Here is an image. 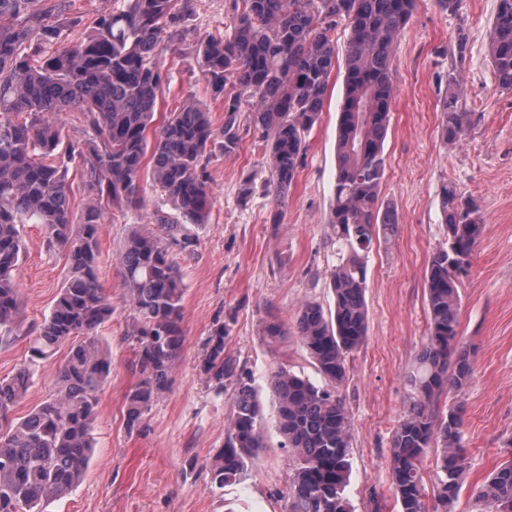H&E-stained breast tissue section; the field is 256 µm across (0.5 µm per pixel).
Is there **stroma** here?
I'll return each instance as SVG.
<instances>
[{
    "mask_svg": "<svg viewBox=\"0 0 512 512\" xmlns=\"http://www.w3.org/2000/svg\"><path fill=\"white\" fill-rule=\"evenodd\" d=\"M123 5L124 0H75L57 20L65 44H83L96 17ZM496 10L497 0H462L455 12L441 10L437 0H417L394 45L397 92L380 197L393 205L397 231L369 256L368 335L349 355L337 389L352 422L346 488L352 512H369L373 493H391L392 436L410 405L408 375L427 336L425 273L446 237L440 192L447 183L476 202L483 220L460 285L459 338L471 351L474 375L462 394L466 479L456 512H479L474 487L512 439V90L498 87L488 56ZM235 22L229 0H197L194 12L179 23L178 40L159 58L167 76L159 111L178 110L194 98L207 108L213 126L223 124L224 101L213 97L202 75L199 46L208 37L230 35ZM462 31L468 41L460 58L455 45ZM348 37L342 25L333 33L338 64L306 138L305 162L288 191L283 223H271L273 197L263 188L269 176L266 142L248 136L235 154L214 149L207 166L212 207L206 223L194 230L195 255L178 260L183 350L168 389L152 402L143 428L134 431L126 427L125 404L139 374L135 351L124 337L131 311L122 300L117 255L135 226L152 221L159 195L151 181L143 183L142 209L115 210L106 217L99 283L113 311L98 336L111 353V374L98 396L87 473L46 512H287L294 467L281 446L268 375L281 364L316 385L325 383L294 326L303 303L329 309L334 302L329 282L336 241L329 216ZM454 67L463 75L459 104L469 125L460 140L450 142L442 130L441 101ZM249 177L254 191L246 198L240 187ZM23 237L26 252L18 270L23 328L33 331L48 315L67 267L41 225H24ZM273 318L289 330L275 343L262 335ZM219 326L225 356L256 390L265 444L237 482L221 489L210 481V466L224 446L232 399L230 392L209 387L201 372L206 340Z\"/></svg>",
    "mask_w": 512,
    "mask_h": 512,
    "instance_id": "stroma-1",
    "label": "stroma"
}]
</instances>
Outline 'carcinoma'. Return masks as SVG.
Listing matches in <instances>:
<instances>
[{
    "label": "carcinoma",
    "mask_w": 512,
    "mask_h": 512,
    "mask_svg": "<svg viewBox=\"0 0 512 512\" xmlns=\"http://www.w3.org/2000/svg\"><path fill=\"white\" fill-rule=\"evenodd\" d=\"M73 0H0V345L28 337L31 359L0 379V512H45L81 483L94 454L92 431L98 393L111 369L96 342L112 316V301L99 287V233L111 208L143 205L142 174L177 211L158 209L154 227L141 225L118 255L133 313L125 337L138 345L141 379L127 395L126 423L140 428L154 398L168 388L184 345L183 288L173 256H191L192 228L205 223L211 205L204 160L215 142L235 153L247 134L269 144L274 197L272 223L284 220L288 188L303 166L306 136L319 118L336 65L332 33L349 29L345 93L337 125V166L332 224L338 261L330 273L334 313L304 303L297 334L329 382L317 386L284 367L269 387L278 400L283 445L297 458L288 492L289 512H351L344 495L349 479L351 420L336 388L349 355L367 336V258L379 235H394V209L381 201L386 173L384 141L396 95L394 44L416 0H231L234 31L200 44L203 77L224 96V125L189 103L164 114L155 110L165 75L158 63L179 36L177 24L196 0H127L94 20L84 44L62 45L61 27L48 18ZM497 84L512 90V0H498L489 42ZM460 75L448 73L441 122L449 141L461 139L467 113L458 107ZM247 104V111L241 105ZM81 113L87 137L63 135L61 115ZM153 140H148V131ZM82 166L86 197L81 223L74 221L68 172ZM446 241L432 253L425 276L427 340L410 375V408L393 433L389 460L397 512H454L463 486V404L437 411L440 396L460 391L473 367L459 339L460 278L481 233L478 206L452 184L441 189ZM24 224L42 225L51 246L65 252L67 278L53 307L32 335L19 320L17 271ZM53 389L23 417H13L36 362L63 347ZM218 391L233 388V410L211 468V482L231 485L264 447L262 408L251 379L224 357V327L207 341L201 366ZM441 448L434 505H429L421 463ZM481 512H512V457L476 489Z\"/></svg>",
    "instance_id": "carcinoma-1"
}]
</instances>
